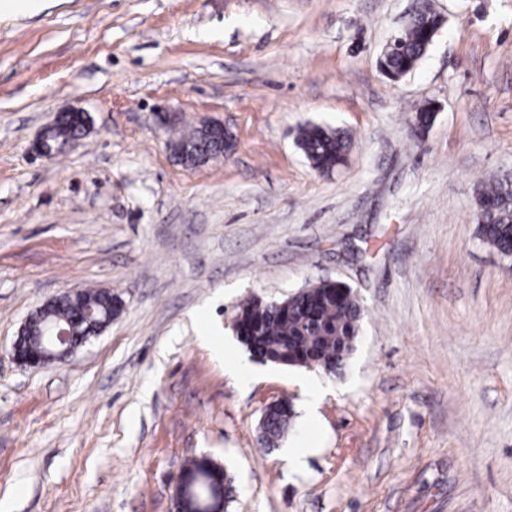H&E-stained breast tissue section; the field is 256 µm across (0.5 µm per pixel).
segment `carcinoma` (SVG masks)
<instances>
[{
	"label": "carcinoma",
	"mask_w": 512,
	"mask_h": 512,
	"mask_svg": "<svg viewBox=\"0 0 512 512\" xmlns=\"http://www.w3.org/2000/svg\"><path fill=\"white\" fill-rule=\"evenodd\" d=\"M428 22L415 23L398 36L396 49L383 56L380 67L396 78L411 71L420 61L423 51L433 36L432 26L438 21L435 14H427ZM82 116L71 115L58 128L57 145L64 148L82 133ZM179 155L195 163L205 157L224 154V146L199 136V129L181 134L172 140ZM298 145L313 168L330 175L342 165L348 153L349 138L341 131H328L320 126H306L298 135ZM476 223L484 243L501 253L512 250V178L498 177L481 186L478 194ZM292 307L275 308L269 301L250 298L241 303L237 316L254 338L260 351L269 356V362L285 366H306L311 358L319 365L335 368L341 374L347 360H336V352L359 336L362 309L352 290L335 281L321 282L301 296H291ZM87 306L102 316L112 313L115 304L102 291L85 292L78 303L63 302L52 312L72 318L82 314ZM293 411L283 402L269 424L272 437L280 435ZM221 472V466L208 457L191 460L181 471V477L196 487L204 480Z\"/></svg>",
	"instance_id": "1"
}]
</instances>
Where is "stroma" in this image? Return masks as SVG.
<instances>
[{
    "label": "stroma",
    "instance_id": "1",
    "mask_svg": "<svg viewBox=\"0 0 512 512\" xmlns=\"http://www.w3.org/2000/svg\"><path fill=\"white\" fill-rule=\"evenodd\" d=\"M444 19L389 79L416 2ZM437 113L414 133V110ZM89 133L47 159L66 108ZM223 123L199 166L167 147ZM306 125L342 129L320 175ZM512 174V0H14L0 11V512H175L186 462L227 512H512V257L477 187ZM343 282L363 309L337 377L260 364L240 303ZM111 290L102 334L38 370L12 344L44 302ZM296 411L276 447L265 408ZM298 145L315 170L330 175L345 162L349 138L341 131L313 125L300 130ZM221 466L208 457L191 460L181 471V477L190 485L197 487L205 479L221 473Z\"/></svg>",
    "mask_w": 512,
    "mask_h": 512
}]
</instances>
